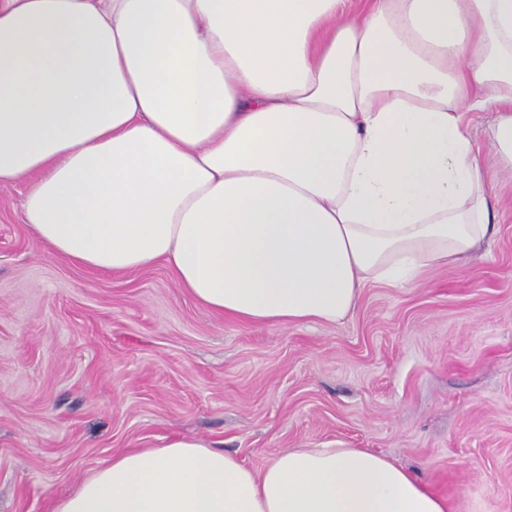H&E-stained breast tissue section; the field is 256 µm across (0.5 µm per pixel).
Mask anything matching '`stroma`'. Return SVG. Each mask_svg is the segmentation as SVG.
Returning <instances> with one entry per match:
<instances>
[{
    "mask_svg": "<svg viewBox=\"0 0 512 512\" xmlns=\"http://www.w3.org/2000/svg\"><path fill=\"white\" fill-rule=\"evenodd\" d=\"M466 262L368 284L337 324L246 326L162 263L112 274L50 252L0 187V512L52 503L123 448L200 439L262 470L365 448L450 512H512V174Z\"/></svg>",
    "mask_w": 512,
    "mask_h": 512,
    "instance_id": "stroma-1",
    "label": "stroma"
}]
</instances>
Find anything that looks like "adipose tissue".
Masks as SVG:
<instances>
[{
  "label": "adipose tissue",
  "mask_w": 512,
  "mask_h": 512,
  "mask_svg": "<svg viewBox=\"0 0 512 512\" xmlns=\"http://www.w3.org/2000/svg\"><path fill=\"white\" fill-rule=\"evenodd\" d=\"M0 0V185L53 253L165 263L245 325L335 324L362 288L494 231L464 113L512 172V0ZM51 512H448L363 448L262 471L192 438L129 450Z\"/></svg>",
  "instance_id": "obj_1"
}]
</instances>
